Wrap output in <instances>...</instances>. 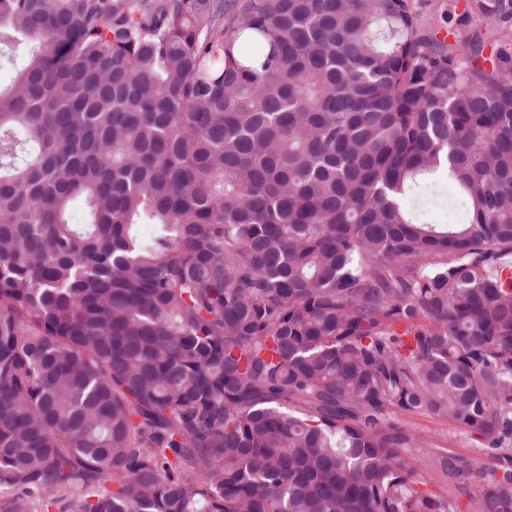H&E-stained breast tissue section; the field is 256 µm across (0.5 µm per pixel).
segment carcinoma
I'll return each mask as SVG.
<instances>
[{"label": "carcinoma", "mask_w": 512, "mask_h": 512, "mask_svg": "<svg viewBox=\"0 0 512 512\" xmlns=\"http://www.w3.org/2000/svg\"><path fill=\"white\" fill-rule=\"evenodd\" d=\"M456 7L0 0V512H512L395 418L512 446V0ZM415 12L426 27H438L443 23V16L448 10V0H411ZM419 209L426 220L439 224H457L463 217V210L454 197V191L447 181L419 202ZM406 427L413 433L428 438L432 448L428 450L410 449L405 452L408 468L416 477L429 482L427 488L433 492L448 498L452 496L464 504L470 495L475 494L478 488L473 483L454 485L448 482V477L440 468L439 462L448 455L461 459H479L487 469H495L501 464H506L502 455H512V450H501L493 454L481 453L476 448L473 436L466 435L454 423L446 418L437 417L426 412H417L400 415Z\"/></svg>", "instance_id": "1"}]
</instances>
